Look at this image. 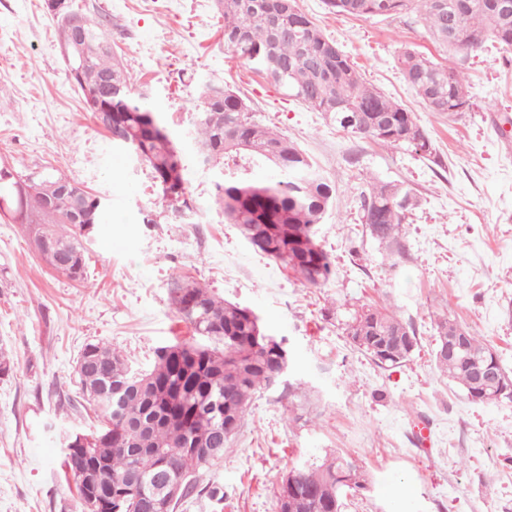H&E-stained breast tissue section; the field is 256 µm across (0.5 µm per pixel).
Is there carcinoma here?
<instances>
[{
  "label": "carcinoma",
  "instance_id": "1",
  "mask_svg": "<svg viewBox=\"0 0 512 512\" xmlns=\"http://www.w3.org/2000/svg\"><path fill=\"white\" fill-rule=\"evenodd\" d=\"M329 12L355 17H392L415 11L424 20L430 37L440 46L467 57L483 49L490 39L512 48V9L499 0H325ZM224 14V45L244 64L265 74L288 95L315 112L325 114L340 128L393 147H412L428 152L429 137L406 141L402 133L418 127L412 113L366 84L348 57L327 55L329 44L321 29L296 9L275 21L257 0H218ZM94 51L81 64L74 84L80 92L107 82L120 89L112 98V121L125 126L139 141L146 162L158 184L167 185L173 207H182L186 188L183 175H173L170 160L175 149L170 137L150 134L152 123H162L134 91L132 76L105 45L102 14L72 11ZM404 79L432 112L454 114L470 106L463 73L444 67L413 48L399 54ZM355 112L379 118L378 126L357 127L347 120ZM193 140L199 155L224 170L217 197L225 219L240 227L251 247L290 268L313 287L333 275V263L320 246L317 226L331 205L334 187L303 151L277 131L255 121L247 103L224 84L206 87L203 113L198 115ZM276 154L286 161L281 180L264 184L251 180L246 171L266 163ZM71 179L42 173L32 190L19 194V181L0 167V202L8 205L14 220L25 216L37 224V233L48 238L42 257L57 268L58 256L71 264L64 275L82 280L85 256L78 235L81 227H68L70 212L97 208L100 200L86 194L76 200L61 192ZM412 196L398 184L377 182L362 194L363 218L373 238L391 254L402 253L400 232ZM171 301L195 333L215 346L174 343L157 350L153 366L138 375L114 348L90 343L95 363L76 364L81 397L94 407L103 426L90 433L91 450L104 461L109 480L101 484V498L119 512H142L138 497L150 491L139 481L143 471L165 457L174 462L171 478L183 482L180 498L196 488L195 473L205 466L197 447H224L220 418L208 408L219 396L224 412L244 424L247 407L260 390L274 388L272 373L288 348L264 340L269 332L250 308L227 302L193 282L177 277L170 289ZM460 325L443 317L435 324L437 348L452 343ZM350 343L385 369L394 370L410 361L418 347L415 330L396 313L362 305L345 322ZM498 357L492 347L468 332L462 350L454 356L435 354L437 368L456 383L473 403H492L506 389L512 376L503 372L498 386L477 382L474 362ZM281 487L277 506L281 512H337L344 493L360 489L366 474L341 455H327L320 463L293 467Z\"/></svg>",
  "mask_w": 512,
  "mask_h": 512
}]
</instances>
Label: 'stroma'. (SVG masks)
<instances>
[{"label": "stroma", "instance_id": "stroma-1", "mask_svg": "<svg viewBox=\"0 0 512 512\" xmlns=\"http://www.w3.org/2000/svg\"><path fill=\"white\" fill-rule=\"evenodd\" d=\"M100 6L106 37L149 89L180 151L192 208L163 201L146 164L115 147L71 81L45 0H0V165L81 183L104 220L82 236L86 277L75 281L35 252L29 225L0 212V512H80L61 468L68 433L99 420L74 382L87 344L111 345L132 370L158 347L195 341L171 304L185 276L255 311L285 339L284 385L258 392L241 431L178 512H278L283 475L325 455L367 475L341 512H512V399L476 404L436 367L435 319L445 315L489 343L512 374V49L488 42L463 58L442 51L420 18L333 14L295 0L364 80L413 112L430 152L391 148L342 130L288 97L224 45L217 0H68ZM412 47L457 68L470 106L429 111L403 79ZM224 83L255 120L297 144L335 186L318 229L335 272L318 288L255 252L216 201L221 169L203 165L189 138L207 83ZM414 198L391 256L363 221L367 180ZM386 306L413 325L418 348L387 371L350 345L353 309Z\"/></svg>", "mask_w": 512, "mask_h": 512}]
</instances>
